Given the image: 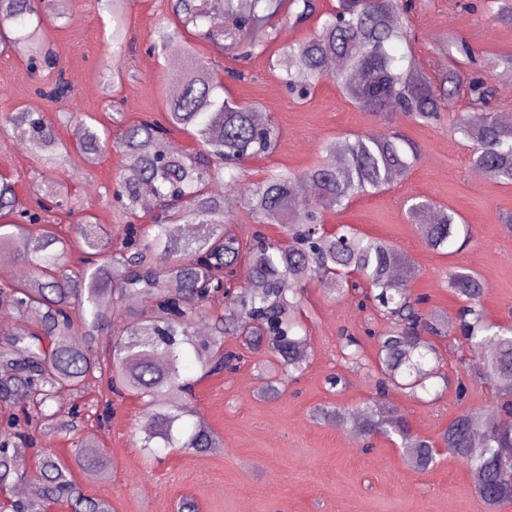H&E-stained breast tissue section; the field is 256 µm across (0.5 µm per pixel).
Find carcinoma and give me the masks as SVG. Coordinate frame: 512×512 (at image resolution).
<instances>
[{
    "label": "carcinoma",
    "instance_id": "obj_1",
    "mask_svg": "<svg viewBox=\"0 0 512 512\" xmlns=\"http://www.w3.org/2000/svg\"><path fill=\"white\" fill-rule=\"evenodd\" d=\"M94 2L98 12L109 15L116 54L128 34L127 0ZM65 10V0H0V44L36 57L45 46L46 20ZM169 11L176 23L159 24L153 48L162 51L187 32L214 53L235 59L266 53L282 20L299 26L317 17L311 36L268 58L281 84L301 101L330 77L346 99L379 120L398 115L428 124L461 94L477 110L487 108L493 96L483 74L465 77L475 59L462 41L448 42V70L433 78L414 72L400 0H337L324 12L319 0H169ZM226 77L245 81L248 74L237 69L222 74L206 62L196 63L181 75L178 94L167 99L164 124L127 122L120 112L106 124L95 115L73 113L80 125L75 146L88 163H97L110 147L135 171L133 177L119 174L112 189L113 203L129 219L117 246L92 215L84 216L70 238L54 230L48 213L68 201L66 182L48 178L44 195L29 207L14 183L0 176V247L13 250L30 270L25 281L0 283V308L19 321L0 325V401L18 407L0 424V490L28 476L40 487L32 499L9 497L8 512H47L58 503L70 512H112L107 500L84 493L70 463L40 452L30 474L23 449L14 445L33 426L73 429L77 414L57 404L56 393L62 387L78 389L97 373L107 378L102 416L112 413L116 398L140 399L136 443L147 454L158 448L203 453L217 447L204 422L187 423L185 400L193 386L188 367L232 373L249 355L263 352L273 360L264 393L281 394V377L294 379L307 364L300 293L316 284L336 295L348 288L359 291L387 322L376 339L378 400L361 409L355 422L360 438H388L419 470L434 467L443 448L469 465L484 512L512 501V464L504 462L503 452L512 448V323L486 319L481 278L454 268L448 271V289L462 302L455 319L460 340L481 355L497 403L457 415L435 439L422 438L389 395L400 391L416 399L430 396L434 403L440 399L442 392L431 386L437 366L430 362H439L435 339L446 336L445 325L407 288L413 268L396 246L350 224L338 225L332 234L321 230L323 213L342 211L355 197L377 194L405 178L419 160L418 148L389 130L329 140L321 159L306 171L271 170L247 182L243 163L275 149L278 126L258 105L226 95ZM43 88L46 100L67 97L59 77ZM451 124L473 143L474 166L512 185V124L492 112L478 123L457 112ZM0 126L26 138L37 169L67 151L34 110L1 114ZM174 130L190 136L196 147L170 150ZM227 184L241 186L244 209L257 225L246 237L226 230L232 219L214 186ZM407 216L435 251L471 240L470 225L429 200L412 202ZM172 224H192L196 233L174 237ZM268 225L279 227L277 236L262 231ZM155 252L167 263H153ZM218 298L224 299V310L214 313L210 306ZM29 315L38 320L35 331L25 325ZM202 318L210 321L206 336L195 330ZM77 331L83 343H66ZM229 338L238 346H225ZM342 351L349 364H363L356 338L345 337ZM74 463L101 472L110 458L106 449L82 439Z\"/></svg>",
    "mask_w": 512,
    "mask_h": 512
}]
</instances>
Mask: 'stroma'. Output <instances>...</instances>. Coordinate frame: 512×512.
I'll use <instances>...</instances> for the list:
<instances>
[{"label": "stroma", "mask_w": 512, "mask_h": 512, "mask_svg": "<svg viewBox=\"0 0 512 512\" xmlns=\"http://www.w3.org/2000/svg\"><path fill=\"white\" fill-rule=\"evenodd\" d=\"M413 3L407 23L419 72L430 75L446 67L436 42L445 34L465 40L484 63L512 56V24L495 18L494 0ZM127 13V41L117 54L107 48L101 20L88 0H69L64 18L47 25L46 40L72 90L69 100L39 98L35 90L40 76L27 58L13 51L1 53L0 114L32 107L70 143L78 129L64 119L71 106L94 115L112 109L130 121L162 118L166 100L177 88L178 69L213 58L226 68L252 72L253 81L229 82L230 92L238 100L258 103L279 128L275 150L245 162L251 178L270 169L304 171L318 159L326 140L383 129L372 115L347 101L330 78L321 81L307 101L292 100L263 55L218 58L209 45L195 40L191 52H178L177 63H168L150 49L158 23L169 18L168 0H128ZM110 62L127 77L108 101L99 81ZM396 127L421 150L410 174L382 193L353 199L342 212L325 213L324 221L353 225L397 246L415 269L408 282L412 294L427 296V309L442 316L448 329L447 337L437 342L448 376L442 397L430 405L397 392L391 395L413 432L434 439L462 410L496 403L481 361L457 341L460 301L446 281L450 268L474 271L485 286L487 318L512 323V231L501 221L512 212V187L486 177L475 180L470 144L453 133L447 121L428 125L400 118ZM16 143L12 133H0V172L14 181L22 200L32 202L42 178L35 174L29 155L17 154ZM124 165L123 156L112 149L92 167L65 161L55 176L68 183L78 206L72 213L52 211L53 223L66 227L79 215L92 213L103 226L118 224L106 190ZM414 197L457 212L471 225L473 241L451 255L428 248L406 216ZM302 316L309 364L280 397L267 399L259 393V366L267 361L263 355L250 356L231 374L205 376L190 368V376L198 380L189 399L191 410L226 442L223 451L195 454L169 448L162 461L149 460L134 439L140 403L133 397L124 399L105 423L92 414L83 419L80 436L96 440L111 460L109 469L97 475L73 468L84 493L109 500L112 512H179L186 499L198 512H479L465 462L445 455L433 469L420 471L406 464L403 449L389 439L375 438L367 450L345 419L328 425L314 418L315 408L336 406L345 415L359 412L374 398L375 375L350 368L341 348L344 336L352 335L360 340L367 359H374L373 335L384 323L357 293L335 296L320 285L305 289ZM334 373L347 380L342 391L326 383ZM461 379L469 386L463 400L456 394Z\"/></svg>", "instance_id": "obj_1"}]
</instances>
